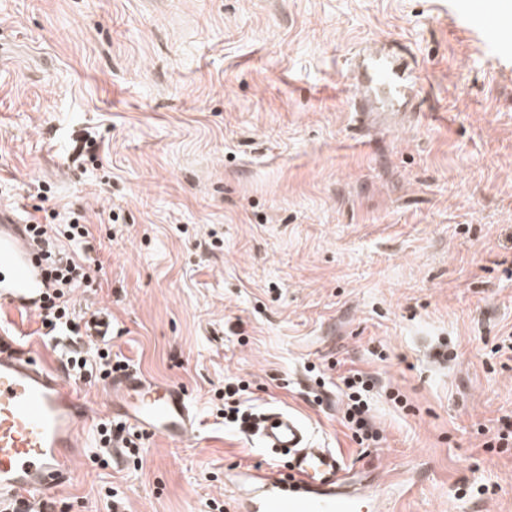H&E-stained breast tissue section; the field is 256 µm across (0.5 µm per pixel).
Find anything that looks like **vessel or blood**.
Instances as JSON below:
<instances>
[{"label":"vessel or blood","mask_w":512,"mask_h":512,"mask_svg":"<svg viewBox=\"0 0 512 512\" xmlns=\"http://www.w3.org/2000/svg\"><path fill=\"white\" fill-rule=\"evenodd\" d=\"M355 111L408 112L420 84L412 61L386 43L360 48L351 58ZM46 254L27 224L0 207V309L38 311L51 284ZM110 419L138 427L170 445L188 442L194 414L184 391L131 371L113 375L111 394L94 406L66 373L46 366L34 351L0 336V501L45 502L74 478L86 459V433ZM253 433L261 447L292 455L288 476L268 468L242 472L246 487L238 512H366L370 498L347 486L346 466L332 448L314 447L310 426L273 409Z\"/></svg>","instance_id":"obj_1"}]
</instances>
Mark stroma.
<instances>
[{"label":"stroma","mask_w":512,"mask_h":512,"mask_svg":"<svg viewBox=\"0 0 512 512\" xmlns=\"http://www.w3.org/2000/svg\"><path fill=\"white\" fill-rule=\"evenodd\" d=\"M469 0H0V203L73 209L96 270L72 294L114 354L182 388L195 436L79 464L55 512H237L235 472L285 456L225 425L303 416L381 512H512V58ZM415 54L420 109L362 122L347 57ZM95 136L96 162L72 159ZM115 223H107L108 214ZM52 368L89 337L0 315ZM377 379L358 444L336 384ZM245 391L235 387L232 383L224 386V404L218 409L219 414L224 417V423L238 426L241 429H249L253 417L244 409L240 399L241 392Z\"/></svg>","instance_id":"stroma-1"}]
</instances>
